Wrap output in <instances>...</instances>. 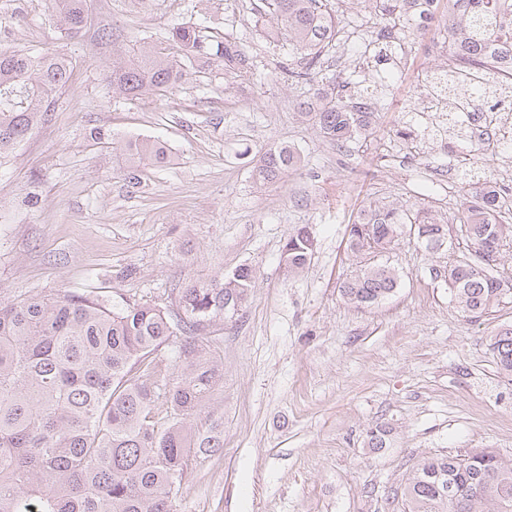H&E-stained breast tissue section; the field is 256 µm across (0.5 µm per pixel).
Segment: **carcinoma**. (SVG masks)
<instances>
[{
	"instance_id": "obj_1",
	"label": "carcinoma",
	"mask_w": 512,
	"mask_h": 512,
	"mask_svg": "<svg viewBox=\"0 0 512 512\" xmlns=\"http://www.w3.org/2000/svg\"><path fill=\"white\" fill-rule=\"evenodd\" d=\"M256 20L272 41L298 53L295 77L318 87L313 115L320 132L341 146L373 134L375 113L363 97L346 98L342 78L324 66L336 46L341 21L327 0H265ZM362 41L387 45L408 23L405 0H373ZM60 37L71 38L87 25L88 0H50ZM439 35L463 48L467 73L426 75L442 99L482 112L490 94L505 93L509 81L486 66L488 59L512 60V0H448V23ZM169 45L142 41L128 58L112 63V92L125 100L166 96L199 74L219 70L241 77L252 62L237 42H209L197 26L171 29ZM66 55L39 50L0 53V158L11 153L49 112V97L67 85ZM126 178L146 162H167L165 146L151 138L119 142ZM289 145L270 147L252 169L255 184L277 183L300 166ZM460 232L474 260L459 259L435 277L448 280L464 317L479 320L492 307L512 300V276L497 277L493 267L512 225L504 222L503 201L492 181L469 188ZM414 225L426 247L451 242L448 225L425 211L369 205L349 224V248L357 256L392 250L403 226ZM315 239L300 228L282 247L288 273L303 271ZM256 277L248 266L179 289L180 311L170 314L150 304L109 307L91 294L32 295L0 299V512H174L173 502L190 460L221 447L217 424L203 429L197 419L224 377V363L196 342H187L181 364L166 381L149 361L174 330L193 335L236 315L248 302ZM398 276L372 261L343 280L339 291L357 307H370L391 295ZM492 354L499 372L512 377V325L494 334ZM164 401L165 427L152 420V407ZM398 512H512V458L490 448L424 457L411 467L404 485L393 491Z\"/></svg>"
}]
</instances>
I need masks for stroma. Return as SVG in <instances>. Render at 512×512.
<instances>
[{"label":"stroma","instance_id":"stroma-1","mask_svg":"<svg viewBox=\"0 0 512 512\" xmlns=\"http://www.w3.org/2000/svg\"><path fill=\"white\" fill-rule=\"evenodd\" d=\"M262 2L158 0L145 13L131 0H89L85 28L62 40L45 0H0V51L50 47L77 63L46 120L0 164V298L91 291L174 311L188 280L252 267L246 306L197 337L224 362L199 418L223 421L224 446L192 459L176 512H392L415 458L472 448L512 458V380L490 347L512 324V303L468 321L433 274L466 246L434 251L406 229L387 255L398 288L356 308L339 291L359 269L347 225L379 203L458 226L461 171H499L473 142L454 140L446 154L401 134L430 124L415 96L439 64L445 10L427 34L406 37L407 61L371 54L347 93L371 99L375 131L339 147L301 114L312 89L256 27ZM196 24L244 46L251 73H213L146 103L113 97L112 62L131 41L163 46L171 28ZM138 136L164 143L169 160L131 184L112 143ZM282 142L300 153L299 170L257 187L259 152ZM300 227L316 249L290 275L281 249ZM380 425L391 429L386 445L369 447Z\"/></svg>","mask_w":512,"mask_h":512}]
</instances>
